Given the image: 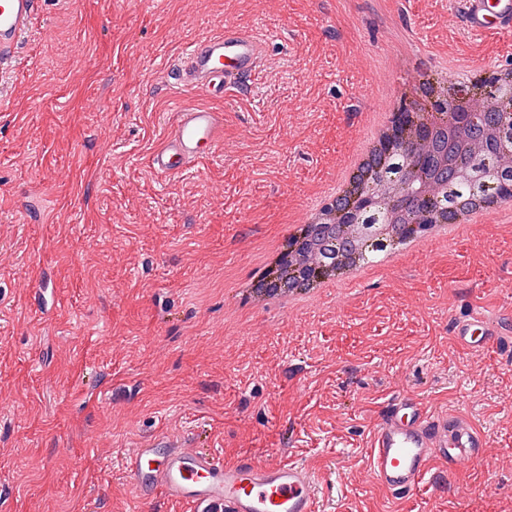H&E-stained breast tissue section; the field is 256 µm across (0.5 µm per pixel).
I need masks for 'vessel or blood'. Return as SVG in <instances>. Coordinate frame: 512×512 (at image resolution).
Wrapping results in <instances>:
<instances>
[{
    "label": "vessel or blood",
    "instance_id": "vessel-or-blood-1",
    "mask_svg": "<svg viewBox=\"0 0 512 512\" xmlns=\"http://www.w3.org/2000/svg\"><path fill=\"white\" fill-rule=\"evenodd\" d=\"M40 0H0V74L15 62L39 12ZM462 22L473 33L512 28V0H459ZM264 41L225 27L192 46L174 70L186 91L228 96L247 94ZM224 139V113L209 106L173 112L147 165L169 177L215 157ZM451 334L464 346L489 345L501 336L498 320L473 306L455 318ZM481 426L461 412L439 413L412 394L393 397L373 430L367 449L373 481L404 498L434 468H459L479 453ZM124 474L144 503L157 497L190 505L192 512H317L315 472L297 462L256 467L249 459L231 462L211 451L189 453L160 433L130 449Z\"/></svg>",
    "mask_w": 512,
    "mask_h": 512
}]
</instances>
